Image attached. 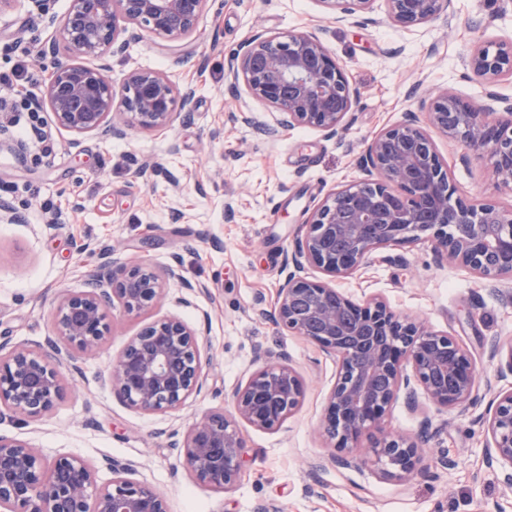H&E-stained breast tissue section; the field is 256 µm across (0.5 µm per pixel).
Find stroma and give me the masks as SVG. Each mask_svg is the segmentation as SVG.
Returning <instances> with one entry per match:
<instances>
[{"label": "stroma", "mask_w": 512, "mask_h": 512, "mask_svg": "<svg viewBox=\"0 0 512 512\" xmlns=\"http://www.w3.org/2000/svg\"><path fill=\"white\" fill-rule=\"evenodd\" d=\"M68 8L69 0H48L41 13L19 0L1 13L0 72L24 59L42 78L40 49ZM454 9L453 19L404 28L390 22L382 0L372 19L345 25L333 23L317 0H208L191 37L170 43L147 36L109 59L114 85L157 70L192 89L189 117L168 132L133 130L113 139L56 131L51 154L30 141L21 160L13 134L1 127L0 203L24 220L0 224V338L43 347L61 294L81 289L97 249L112 245L132 260L179 263L196 287L191 304L173 303L180 292L174 285L158 313L200 330L211 364L201 392L179 412L146 414L122 403L101 377L146 320L117 315L103 347L77 369H64L65 402L37 421L0 420V434L50 457L80 455L99 466L103 480L104 459L130 464L132 479L163 493L170 512H257L268 503L280 512H512V491L499 468L485 464L491 392L484 383L476 403L461 410L437 411L423 395L419 413L401 400L389 409L385 422L398 432L416 433L426 415L439 429L428 445L429 466L413 479L385 481L371 468L331 464L311 471L328 454L317 426L338 363L255 310L260 297L274 304L299 226L332 190L358 183L365 141L402 120L413 85L482 100L470 49L481 37L512 39V12L500 11L499 0H454ZM258 30L321 37L361 92L343 133L298 127L271 140L239 121L242 102L227 90V61ZM433 138L458 195L512 206V192L497 186L488 160L461 162V146L439 132ZM336 286L357 301L381 295L395 311L457 337L485 377L491 342L512 340V300L503 297L512 284L456 269L426 243L383 250ZM259 348L290 355L305 397L278 430L243 426L246 473L224 494L178 469L159 431H183L206 411L228 409L225 391L246 381ZM441 456L451 467L438 465Z\"/></svg>", "instance_id": "stroma-1"}]
</instances>
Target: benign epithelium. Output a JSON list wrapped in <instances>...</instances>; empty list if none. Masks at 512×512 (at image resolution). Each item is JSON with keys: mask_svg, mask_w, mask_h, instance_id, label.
<instances>
[{"mask_svg": "<svg viewBox=\"0 0 512 512\" xmlns=\"http://www.w3.org/2000/svg\"><path fill=\"white\" fill-rule=\"evenodd\" d=\"M342 22L371 13L377 0H318ZM389 19L412 27L451 15L452 0H383ZM207 0H70L57 35L44 43L52 68L35 97L58 129L75 135L121 138L127 131L163 134L192 110L193 94L179 90L161 72L138 71L118 88L107 76L106 57L147 33L171 42L192 36ZM474 77L488 87L485 100L434 94L415 86V110L367 142L362 184L331 193L301 225L288 274L274 307L259 309L278 326L339 360L320 433L333 449L329 461L342 467L372 465L387 480L404 481L423 470L432 435L425 417L414 435L385 431L383 418L400 394L416 410L421 389L438 410L469 404L479 371L465 346L426 321L393 311L383 298L356 302L335 281L354 274L377 252L395 245L428 242L438 257L470 273L512 281V208L492 201L452 198L448 168L427 124L477 156L487 155L498 184L512 192V100L490 89L512 79V40L477 41L470 55ZM229 88L243 87L275 114L270 125L253 112L243 123L273 136L308 127L334 136L346 128L359 92L321 38L310 31L257 33L227 63ZM322 279L301 275L305 267ZM181 280L176 267L128 262L114 249L101 250L84 274V288L63 294L46 348L0 341V418L42 419L66 398L63 368L94 355L110 331L112 311L139 317L161 299L165 285ZM495 376L512 377V344L493 342ZM210 359L201 354L199 332L174 316L146 323L112 363L104 383L122 402L146 413L181 409L199 393ZM256 368L234 388V414L209 412L183 437L169 433L196 481L228 493L243 477L246 438L237 420L275 430L302 405L304 385L288 354L254 352ZM379 433L359 454L364 435ZM489 464L502 468L512 490V384L501 387L486 419ZM112 474L71 454L52 459L29 443L0 435V512H169L153 486L128 477L129 465L108 459Z\"/></svg>", "mask_w": 512, "mask_h": 512, "instance_id": "1", "label": "benign epithelium"}]
</instances>
